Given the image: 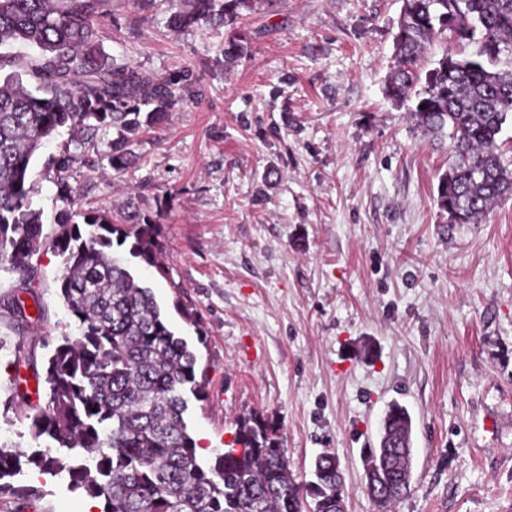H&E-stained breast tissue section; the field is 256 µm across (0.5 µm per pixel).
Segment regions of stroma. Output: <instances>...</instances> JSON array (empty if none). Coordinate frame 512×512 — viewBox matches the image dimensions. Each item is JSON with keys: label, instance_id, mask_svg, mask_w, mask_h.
<instances>
[{"label": "stroma", "instance_id": "35a3bbf8", "mask_svg": "<svg viewBox=\"0 0 512 512\" xmlns=\"http://www.w3.org/2000/svg\"><path fill=\"white\" fill-rule=\"evenodd\" d=\"M402 0H262L230 26L175 31L168 0H101L108 57L158 75L190 70L180 109L133 142L120 172L109 135L75 150L60 198L49 156L32 164L43 248L26 278L0 267V445L33 451L45 402L36 374L74 330L51 246L58 211L134 208L160 226L166 274L128 266L197 356L203 400L185 420L210 465L238 423L281 426L293 474L323 452L345 478L346 512H377L363 451L391 402L413 419L411 492L393 512H512V197L479 223L436 204L447 142L385 94ZM248 52L224 62V43ZM40 309L24 320L8 301ZM195 314L197 323L187 321ZM28 499L0 512H82L67 477L21 464Z\"/></svg>", "mask_w": 512, "mask_h": 512}]
</instances>
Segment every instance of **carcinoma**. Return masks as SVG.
<instances>
[{"instance_id": "cac0c4a2", "label": "carcinoma", "mask_w": 512, "mask_h": 512, "mask_svg": "<svg viewBox=\"0 0 512 512\" xmlns=\"http://www.w3.org/2000/svg\"><path fill=\"white\" fill-rule=\"evenodd\" d=\"M260 0H169L174 30L199 23L232 25L255 12ZM98 0H0V48L39 50L28 65L35 88L11 72L0 77V265L21 278L43 246L42 212L33 207L29 180L36 152L61 128L79 148L99 133H115L109 162L116 172L131 157L142 130L163 124L184 99L189 72L157 76L118 63L94 42ZM474 46L458 58L445 52L422 71L436 41ZM395 65L386 94L408 104L414 125L449 135L453 161L437 187L436 204L450 224L477 223L500 198L512 195V165L497 136L512 118V0H402L393 37ZM247 52V37L224 43V63ZM73 155L65 146L50 167L62 177ZM64 210L53 247L67 268L59 295L75 321L48 359L45 404L32 420L35 436L92 459L72 464L48 446L27 456L32 466L68 474L73 486L102 498L104 512H337L344 478L335 458L315 459L312 479L294 476L280 429L245 419L226 448L205 469L187 431L185 392L203 394L197 357L176 336L150 288L139 283L113 246L162 269L158 225L134 210L114 222L112 212ZM387 448L369 449L366 489L378 512L408 495L412 417L393 403L383 419ZM24 452L0 448V495L24 498L29 490L5 481Z\"/></svg>"}]
</instances>
